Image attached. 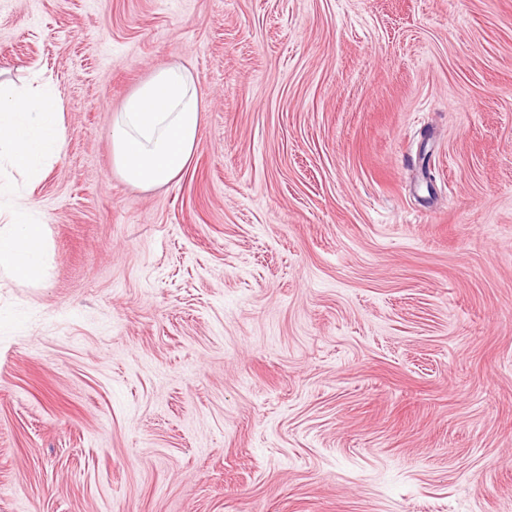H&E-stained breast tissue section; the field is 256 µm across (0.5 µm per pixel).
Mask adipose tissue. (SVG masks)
I'll return each mask as SVG.
<instances>
[{
  "label": "adipose tissue",
  "instance_id": "1",
  "mask_svg": "<svg viewBox=\"0 0 512 512\" xmlns=\"http://www.w3.org/2000/svg\"><path fill=\"white\" fill-rule=\"evenodd\" d=\"M200 98L190 72L168 65L153 72L112 122V158L127 183L153 188L174 181L198 143ZM60 105L49 84L25 88L0 81V174L41 176L63 147ZM0 225V272L38 284L48 263V230L35 210L5 209Z\"/></svg>",
  "mask_w": 512,
  "mask_h": 512
}]
</instances>
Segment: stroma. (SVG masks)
I'll return each mask as SVG.
<instances>
[{"mask_svg":"<svg viewBox=\"0 0 512 512\" xmlns=\"http://www.w3.org/2000/svg\"><path fill=\"white\" fill-rule=\"evenodd\" d=\"M64 149L0 274V512H512V0H0ZM203 103L168 185L112 121ZM199 112L187 69L168 65L154 71L112 122V158L120 177L145 189L174 181L196 150ZM5 224L0 225V272L24 284H38L48 263L47 225L34 207L15 212L5 208Z\"/></svg>","mask_w":512,"mask_h":512,"instance_id":"stroma-1","label":"stroma"}]
</instances>
